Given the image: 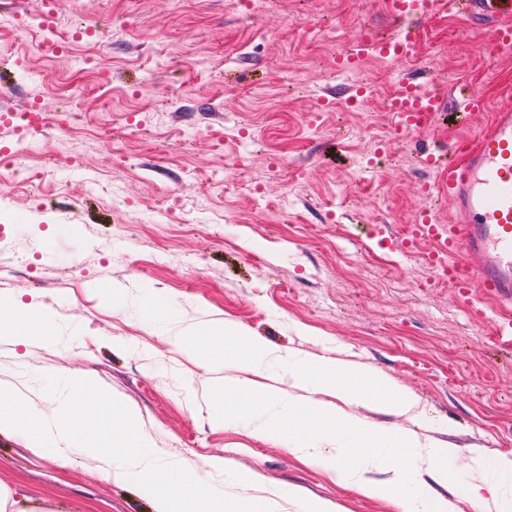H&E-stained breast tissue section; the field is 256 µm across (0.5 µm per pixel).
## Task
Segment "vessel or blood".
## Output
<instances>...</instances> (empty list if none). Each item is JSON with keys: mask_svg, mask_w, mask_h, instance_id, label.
Listing matches in <instances>:
<instances>
[{"mask_svg": "<svg viewBox=\"0 0 512 512\" xmlns=\"http://www.w3.org/2000/svg\"><path fill=\"white\" fill-rule=\"evenodd\" d=\"M474 14L490 19L488 53L512 45V0H469ZM442 0H393L403 24L381 41L358 42L340 65L366 56L409 55L419 38V21L435 17ZM445 96L411 82H402L392 110L403 130L423 127L434 113L444 111ZM43 116L29 112L26 123L11 114L0 115V132L21 145L27 129L41 126ZM427 166L436 174L435 189L453 203L450 223L436 224L425 215L408 225L403 245L424 240L433 249L427 263L436 277L447 280L459 293L473 291L498 299L502 306L497 333L512 335V104L501 106L487 128L473 138L454 142L447 157L430 153Z\"/></svg>", "mask_w": 512, "mask_h": 512, "instance_id": "vessel-or-blood-1", "label": "vessel or blood"}]
</instances>
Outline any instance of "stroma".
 Masks as SVG:
<instances>
[{
  "mask_svg": "<svg viewBox=\"0 0 512 512\" xmlns=\"http://www.w3.org/2000/svg\"><path fill=\"white\" fill-rule=\"evenodd\" d=\"M41 11V0H0V113L34 102L70 124H46L0 166V302L39 307L52 339L0 340V381L22 383L29 409L49 418V378L91 377L135 410L153 447L234 500L298 489L335 512H394L251 423H215L210 391L228 371L204 369L172 336L220 322L413 392L408 415L347 411L414 430L418 478L477 512L465 490L478 463L512 458V351L494 333L498 305L433 279L428 242L405 253L392 240L421 212L447 222L451 200L424 190L425 155L490 121L512 93V49L487 53L484 25L446 0L409 56L364 61L375 89L360 99L333 62L360 30H397L379 0H55L61 27L103 39L50 57L29 36ZM410 78L450 94L468 83L490 109L397 130L384 104ZM279 156L287 171H274ZM34 169L46 174L37 190L21 181ZM283 198L286 216L259 208ZM109 287L120 300L106 299ZM159 298L169 321L148 312ZM31 444L0 434L1 482L57 512H153L133 482H103L85 457L58 466ZM447 446L458 455L443 480L433 457ZM239 470L258 482L242 487Z\"/></svg>",
  "mask_w": 512,
  "mask_h": 512,
  "instance_id": "obj_1",
  "label": "stroma"
}]
</instances>
